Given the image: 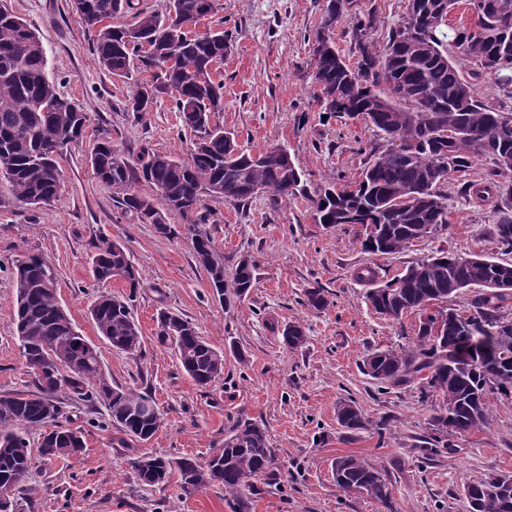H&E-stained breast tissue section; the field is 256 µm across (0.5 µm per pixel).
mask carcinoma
<instances>
[{"label":"carcinoma","mask_w":512,"mask_h":512,"mask_svg":"<svg viewBox=\"0 0 512 512\" xmlns=\"http://www.w3.org/2000/svg\"><path fill=\"white\" fill-rule=\"evenodd\" d=\"M348 4L349 0H327L322 31L312 44L316 100L327 114L363 116L379 132L385 148L365 163L355 184L338 188L330 182L320 190L313 199L315 219L320 224H342L343 214L354 212V223L374 225V235H366L362 248L392 255L448 224V193L443 187L449 176L468 171L479 156L512 153V129L501 130L505 113L480 100L448 57V48L453 47L480 65L484 74L499 70L495 86L512 96V0H468L474 17L471 26L448 23L457 0H416L379 48L367 40L377 15L364 13L356 22L354 64L347 63L329 35ZM72 8L104 68L124 78L136 70L149 73L135 84L125 110L138 119L168 96L183 126L195 133L191 161L144 150L134 164L114 148L106 133L90 157L93 174L124 190V210L161 234L171 233L162 210L179 215L218 298L230 305L232 299L246 297L255 280V264L241 259L232 285L225 283L224 256L205 228L203 196L244 205L267 191L273 203L281 205L302 189V179L294 163L285 161V147L253 154L238 146L233 133L212 125L211 114L224 105L223 84L212 77L213 63L224 58V31L192 34L187 27L213 13L215 0H169L165 14L140 12L132 24L120 21L134 8L132 0H72ZM378 100L387 102L386 109L370 111ZM88 122V114L60 95L48 79L40 36L14 14L0 15V179L14 201L37 206L55 200L61 174L59 156L52 149L65 136L71 142L79 139ZM448 130L457 131V136L445 137ZM502 175L498 168L482 183H463L461 190L493 205L492 234L512 251V180ZM134 183L147 185L156 197L131 191ZM119 269L130 295H98L91 318L113 349L134 356L142 345L131 308L140 273L125 247L101 241L92 257L94 280L110 283ZM506 277L512 279V267L503 268L489 257L474 254L464 260L440 249L366 293L376 313L399 321L413 312L420 324L413 346L368 354L364 374L382 386L419 379L423 395L439 394L442 403L432 417L438 436L433 441L444 448L448 427L462 434L489 423V394L512 395V318L503 313L512 306V294H493L490 288ZM14 280L16 335L37 390L0 395V489L11 492L7 500H0V512H22L18 493L25 490L33 461L23 429L53 426L42 434L38 454L43 458L83 453L82 431L58 423L65 413L61 395L100 402L112 424L138 441L150 440L162 425L151 397L112 386L100 354L87 351L89 342L59 304L49 263L37 256L20 259ZM465 288L474 292L465 310L442 307L448 296ZM156 321L158 341L174 350L199 387L223 377L224 353L209 346L191 322L165 310L159 311ZM282 343L298 349L306 336L300 326H286ZM337 420L351 432L366 429L367 421L350 402L340 406ZM274 460L266 429L239 421L224 438L221 457L203 465L190 458L142 454L131 460V466L146 486L165 484L178 473L185 495L222 486L224 497L234 502V512H246L240 491ZM334 470L342 490L367 485L372 498L390 507L392 492L378 468L354 456H341ZM464 494L469 512H512V475L492 474L468 484Z\"/></svg>","instance_id":"obj_1"}]
</instances>
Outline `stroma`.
Masks as SVG:
<instances>
[{
    "mask_svg": "<svg viewBox=\"0 0 512 512\" xmlns=\"http://www.w3.org/2000/svg\"><path fill=\"white\" fill-rule=\"evenodd\" d=\"M351 2L332 37L353 62L358 14L375 10L379 22L369 39L380 47L408 0ZM0 6L37 30L48 79L90 117L82 138L63 149L62 190L55 201L40 208L0 204V394L35 387L13 329L12 268L15 260L37 255L54 268L57 298L95 345L106 376L150 394L163 417L158 432L139 442L109 424L103 406L63 395L60 422L83 429L86 448L77 458L35 459L25 512H232L222 487L186 496L174 477L145 487L130 461L148 453L206 462L241 420L264 425L276 453L275 465L241 492L247 512H468L465 484L512 474V397L491 396L487 427L449 435L448 448L429 458L424 450L440 396L423 397L416 382L381 389L363 372L367 351L411 345L420 317L412 313L394 321L375 313L366 304L369 283L356 277L359 269L375 268L387 281L441 248L509 263L512 252L491 234V206L461 195L454 178L447 186V227L393 255L365 252L362 225L316 223L312 194L331 180L340 186L354 181L371 151L384 145L364 120L323 116L314 99L310 48L326 0H217L215 13L197 26L229 35L224 59L212 70L224 85V109L213 114L214 123L253 152L287 147L306 180V194L281 206L266 192L244 206L205 197L206 229L224 255L225 276L242 258L256 264L249 295L230 307L214 296L180 218L167 214L169 235L139 223L90 166L104 131L132 162L146 149L189 159L193 137L171 99L162 98L139 119L126 112L134 82L99 64L71 0H0ZM105 238L127 247L141 273L136 291L120 280L95 283L92 257ZM317 286L328 298L319 310L305 303L306 290ZM102 291L133 295L142 334L137 355L113 350L100 336L90 309ZM162 309L194 323L199 336L223 352V378L203 389L184 372L174 351L155 336ZM288 324L302 327V348L283 345L281 331ZM349 400L368 422L352 435L337 421L340 404ZM346 455L386 474L391 507L337 487L332 465Z\"/></svg>",
    "mask_w": 512,
    "mask_h": 512,
    "instance_id": "obj_1",
    "label": "stroma"
}]
</instances>
